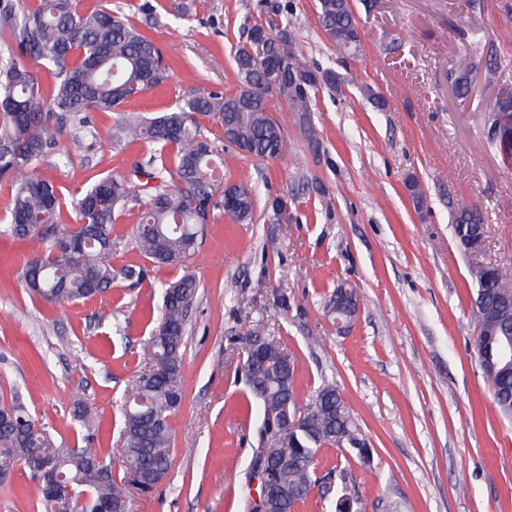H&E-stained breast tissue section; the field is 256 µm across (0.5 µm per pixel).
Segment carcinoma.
<instances>
[{
  "label": "carcinoma",
  "instance_id": "cac0c4a2",
  "mask_svg": "<svg viewBox=\"0 0 512 512\" xmlns=\"http://www.w3.org/2000/svg\"><path fill=\"white\" fill-rule=\"evenodd\" d=\"M81 0H39L33 11L13 0H0V33L9 40L8 58L0 62V179L9 182L11 205L0 228L26 244L30 253L20 274L29 294L51 306L88 300L112 289L118 279H145L143 270L112 265V224L137 208L136 248L159 267L184 268L196 252L203 226L222 213L239 224L252 223L256 192L245 183H224V157L204 138L200 119L213 120L224 141L257 159H275L288 151L280 125L269 108L252 102L262 91L285 101L292 112L310 111V92L336 86V74L315 68L292 39L273 22L253 25L234 52L239 85L233 93L193 91L172 110L153 117L123 106L168 79L160 51L145 23H129L112 4L92 10ZM319 23L344 56L361 51L351 0H319ZM53 78L41 84L39 69ZM455 80L459 97L471 89L469 72L476 63L459 62ZM303 74L305 92L289 91L288 73ZM115 114V146L151 144L149 156L122 175H96L73 201L76 223L63 221V194L41 176L39 166L52 157L69 160L60 141L68 133L79 140L94 133L91 114ZM460 245L478 237L480 214L461 204L453 214ZM475 298L471 318L478 328L481 367L492 382L498 414L512 421V356L501 348L512 343V270L478 266L472 270ZM198 283L183 274L162 287L157 329L148 347L153 369L139 374L122 405L124 477L112 475L96 448L70 451L30 421L19 404L10 411L15 424H0L4 461L21 460L33 479L45 459L75 490L74 495L42 496L43 512H96L106 503L112 512H129V486L152 490L170 464L171 419L183 398L185 326ZM327 313L349 324L357 315L352 288L333 293ZM265 341L267 364H255L251 344ZM283 349L262 331L247 333L245 371L248 391L263 410L261 448L253 466L268 472L269 512H295L319 484L317 455L328 446L355 453L370 467V449L359 437L343 395L325 383L305 410L297 403L294 370L281 358ZM82 458L79 463L76 458Z\"/></svg>",
  "mask_w": 512,
  "mask_h": 512
}]
</instances>
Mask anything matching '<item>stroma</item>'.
Returning <instances> with one entry per match:
<instances>
[{
	"instance_id": "stroma-1",
	"label": "stroma",
	"mask_w": 512,
	"mask_h": 512,
	"mask_svg": "<svg viewBox=\"0 0 512 512\" xmlns=\"http://www.w3.org/2000/svg\"><path fill=\"white\" fill-rule=\"evenodd\" d=\"M141 25V4L157 20L150 34L170 78L131 102L151 116L189 90L235 91L233 53L254 22L273 17L335 87L299 117L278 99L270 115L287 153L258 160L225 144V181L258 191L255 218L219 216L205 225L186 270L155 266L134 244L137 214L112 229L114 267L147 272L93 299L51 307L31 297L17 274L29 255L0 236V406L22 405L63 447L81 448L79 401L96 417L94 447L114 475L120 404L142 371L156 328L161 286L182 272L198 290L189 309L184 402L172 420L171 467L152 492L134 494L130 512H248L260 486L251 475L263 415L247 411L245 337L255 326L295 364L300 407L322 384L342 392L370 467L323 449L317 470L361 501L366 512H512V422L493 406L470 320L476 265L512 267V169L491 139L489 112L512 88V0H353L362 50L345 58L318 22L317 0H112ZM480 7L485 28L469 30ZM181 16L179 30L168 27ZM478 61L472 94L454 92L461 57ZM494 69H486L488 58ZM382 96L385 107L372 97ZM96 136L63 138L68 165L47 159L43 177L61 186L65 222L92 176L125 173L151 147H116L112 116L93 113ZM423 192L414 201L408 178ZM281 200L274 217L267 204ZM477 206L486 224L465 252L453 209ZM355 289L358 314L337 331L326 312L339 286ZM0 512H41L40 484L17 467L0 475Z\"/></svg>"
}]
</instances>
